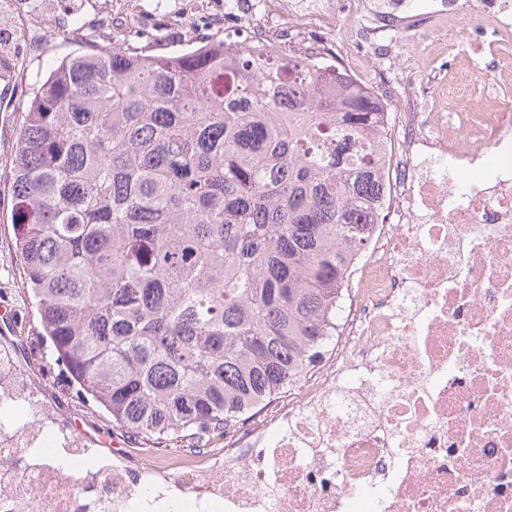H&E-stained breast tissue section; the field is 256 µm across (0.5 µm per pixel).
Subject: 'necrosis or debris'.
<instances>
[{"label":"necrosis or debris","instance_id":"obj_1","mask_svg":"<svg viewBox=\"0 0 512 512\" xmlns=\"http://www.w3.org/2000/svg\"><path fill=\"white\" fill-rule=\"evenodd\" d=\"M346 14L353 41L423 17L462 21L512 77V0H328L289 12L309 30ZM389 201L352 260L327 357L285 398L205 448L112 457L67 446L68 468L0 442V512H512V113L397 111Z\"/></svg>","mask_w":512,"mask_h":512}]
</instances>
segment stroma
<instances>
[{
    "label": "stroma",
    "mask_w": 512,
    "mask_h": 512,
    "mask_svg": "<svg viewBox=\"0 0 512 512\" xmlns=\"http://www.w3.org/2000/svg\"><path fill=\"white\" fill-rule=\"evenodd\" d=\"M225 0H50L46 10L31 12L28 24L35 42H15L0 65L19 72L20 78L0 82V104L23 99L32 76L46 73L51 64L80 48L79 31L105 35L117 29L129 34L135 46L153 52L187 49L210 34L227 29ZM78 12V24L67 16ZM392 59L383 67H369L364 56H348L350 75L369 87L399 84V63L407 61L414 70L412 90L422 95L433 110L480 112L488 97L499 96L512 102V82L494 81L481 75L479 65L487 49L475 45L467 24L458 23L447 34L428 30L426 22L416 29L396 35ZM12 202L0 190V311L10 312L7 327L19 348V356L35 381L45 384L49 409L63 427L78 429L85 447H96L107 435L122 447L135 442L116 429L110 419L94 405L77 397L60 366L54 365L36 337L35 309L19 274L20 259L14 250L11 224Z\"/></svg>",
    "instance_id": "obj_1"
}]
</instances>
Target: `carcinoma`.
Wrapping results in <instances>:
<instances>
[{
    "label": "carcinoma",
    "mask_w": 512,
    "mask_h": 512,
    "mask_svg": "<svg viewBox=\"0 0 512 512\" xmlns=\"http://www.w3.org/2000/svg\"><path fill=\"white\" fill-rule=\"evenodd\" d=\"M313 54L216 33L116 40L29 84L4 183L15 245L79 394L152 448H202L288 389L336 335L383 214L384 105Z\"/></svg>",
    "instance_id": "1"
}]
</instances>
